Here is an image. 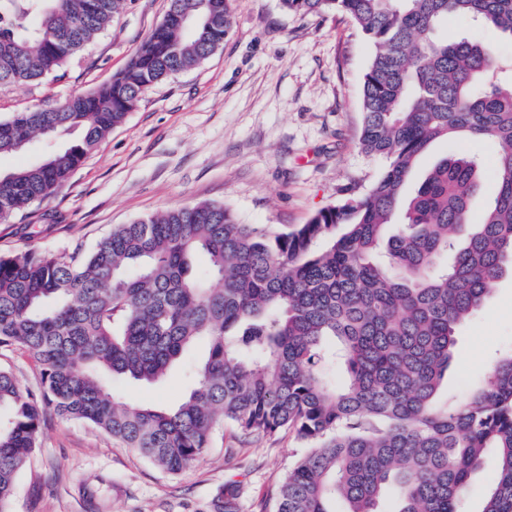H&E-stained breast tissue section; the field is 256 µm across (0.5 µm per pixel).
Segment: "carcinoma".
Wrapping results in <instances>:
<instances>
[{"label":"carcinoma","mask_w":512,"mask_h":512,"mask_svg":"<svg viewBox=\"0 0 512 512\" xmlns=\"http://www.w3.org/2000/svg\"><path fill=\"white\" fill-rule=\"evenodd\" d=\"M125 0H0V86L64 76ZM287 13H341L371 47L361 151L382 168L361 193L277 231L201 201L119 224L83 257H0V348L26 350L42 388L0 368V512L48 410L95 424L167 474L199 459L229 422L294 432L305 448L276 512H376L388 485L399 512H459L485 455L497 475L480 512H512V351L451 406L434 404L456 328L512 274V79L497 48L438 36L448 16L512 39V0H280ZM190 15L189 25L180 17ZM228 0H169L162 21L108 84L0 118V155L36 137L65 147L0 172V224L48 198L151 86L221 48ZM497 141L496 189L482 219L470 201L478 161L439 159L407 191L438 140ZM399 224L396 233L386 229ZM207 257L205 269L195 257ZM199 340L193 384L173 408L121 404L103 376L155 383ZM340 364L338 386L324 368ZM206 512H242L227 481Z\"/></svg>","instance_id":"cac0c4a2"}]
</instances>
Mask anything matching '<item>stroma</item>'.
I'll use <instances>...</instances> for the list:
<instances>
[{
  "label": "stroma",
  "mask_w": 512,
  "mask_h": 512,
  "mask_svg": "<svg viewBox=\"0 0 512 512\" xmlns=\"http://www.w3.org/2000/svg\"><path fill=\"white\" fill-rule=\"evenodd\" d=\"M169 0H126L121 14L63 78L0 88V116L53 105L111 81L163 19ZM223 46L205 63L149 88L124 122L45 201L0 224V256L28 250L82 256L113 226L178 205L224 204L241 223L304 224L351 185L368 188L380 160L359 148L370 48L345 15L303 16L279 0H231ZM449 153L493 173L491 140L434 143L420 169ZM512 348V278L456 330L454 360L435 402L452 404ZM198 343L153 384L107 379L118 401L177 405ZM292 431L250 436L228 425L179 475L146 462L92 423L47 414L17 478L15 512H202L225 481L244 512H276L275 490L301 455Z\"/></svg>",
  "instance_id": "obj_1"
}]
</instances>
